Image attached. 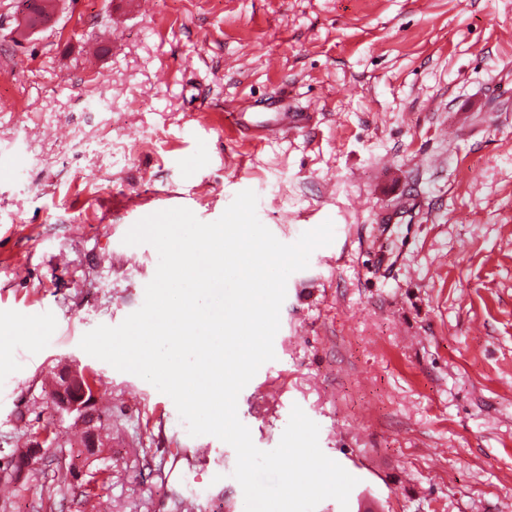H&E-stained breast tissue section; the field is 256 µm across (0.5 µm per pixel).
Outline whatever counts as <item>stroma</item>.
I'll use <instances>...</instances> for the list:
<instances>
[{
    "label": "stroma",
    "instance_id": "obj_1",
    "mask_svg": "<svg viewBox=\"0 0 512 512\" xmlns=\"http://www.w3.org/2000/svg\"><path fill=\"white\" fill-rule=\"evenodd\" d=\"M115 3L53 0L17 45L19 0H0V321L40 331L0 339V457L53 424L69 483L11 485L0 512H244L234 449L79 342L144 302L138 220L212 222L246 189L281 242L335 233L238 397L254 444L296 405L318 424L358 483L316 512H512V0ZM279 94L310 126L228 133ZM65 366L98 390L97 454L48 396Z\"/></svg>",
    "mask_w": 512,
    "mask_h": 512
}]
</instances>
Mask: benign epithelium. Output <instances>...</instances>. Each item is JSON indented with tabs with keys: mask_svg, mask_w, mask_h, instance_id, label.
Wrapping results in <instances>:
<instances>
[{
	"mask_svg": "<svg viewBox=\"0 0 512 512\" xmlns=\"http://www.w3.org/2000/svg\"><path fill=\"white\" fill-rule=\"evenodd\" d=\"M24 19L21 27L17 30L15 42L21 43L29 34L40 28L46 20L40 4L34 0H25ZM61 380L58 381L54 394L55 400L68 414H73L76 420L86 426L82 438V445L85 448H98L102 445L105 432L95 427V423L101 420L98 413L95 399L89 396V379L86 374L73 369H64L59 372Z\"/></svg>",
	"mask_w": 512,
	"mask_h": 512,
	"instance_id": "1",
	"label": "benign epithelium"
}]
</instances>
